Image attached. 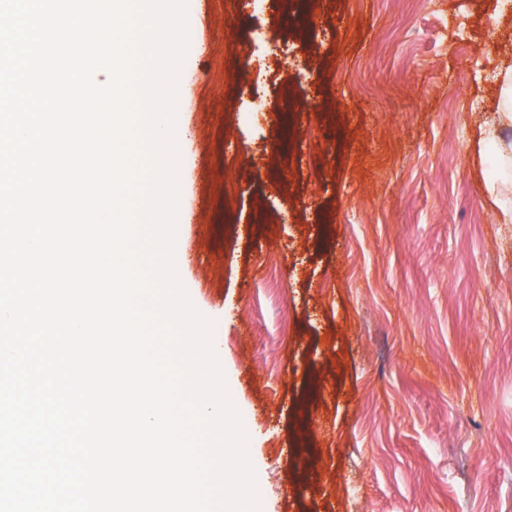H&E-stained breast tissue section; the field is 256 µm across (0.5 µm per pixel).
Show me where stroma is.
I'll return each mask as SVG.
<instances>
[{
    "label": "stroma",
    "mask_w": 512,
    "mask_h": 512,
    "mask_svg": "<svg viewBox=\"0 0 512 512\" xmlns=\"http://www.w3.org/2000/svg\"><path fill=\"white\" fill-rule=\"evenodd\" d=\"M285 2L194 0L176 113L175 266L262 508L512 512V0Z\"/></svg>",
    "instance_id": "stroma-1"
}]
</instances>
